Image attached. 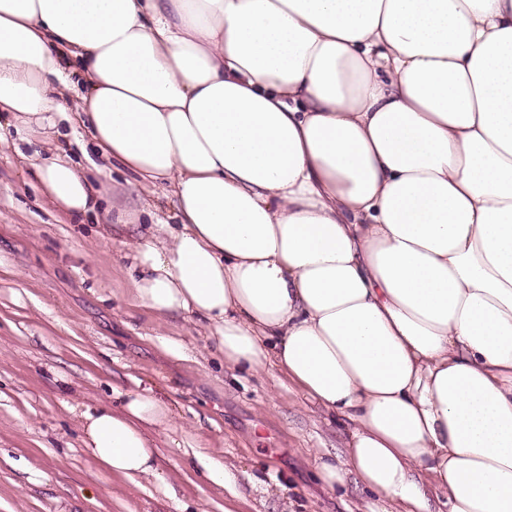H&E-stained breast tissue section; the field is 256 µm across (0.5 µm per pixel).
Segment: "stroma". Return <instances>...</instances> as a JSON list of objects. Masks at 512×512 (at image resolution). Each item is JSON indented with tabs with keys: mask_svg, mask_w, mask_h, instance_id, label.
<instances>
[{
	"mask_svg": "<svg viewBox=\"0 0 512 512\" xmlns=\"http://www.w3.org/2000/svg\"><path fill=\"white\" fill-rule=\"evenodd\" d=\"M0 150V512H224L210 462L235 476L244 512H361L354 478L330 489L318 459L347 431L277 370L226 368L210 339L178 316L123 299L130 262L94 220L53 208L18 153ZM153 387L177 436L159 435L160 478L133 484L102 471L82 444L86 409Z\"/></svg>",
	"mask_w": 512,
	"mask_h": 512,
	"instance_id": "obj_1",
	"label": "stroma"
}]
</instances>
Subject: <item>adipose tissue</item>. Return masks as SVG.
I'll return each mask as SVG.
<instances>
[{"label":"adipose tissue","instance_id":"ef3b65f1","mask_svg":"<svg viewBox=\"0 0 512 512\" xmlns=\"http://www.w3.org/2000/svg\"><path fill=\"white\" fill-rule=\"evenodd\" d=\"M69 59L97 176L22 161L120 234L126 303L343 422L318 474L365 512H512V0H0V149L53 139ZM118 168L136 199L102 207ZM83 421L158 476L153 388Z\"/></svg>","mask_w":512,"mask_h":512}]
</instances>
